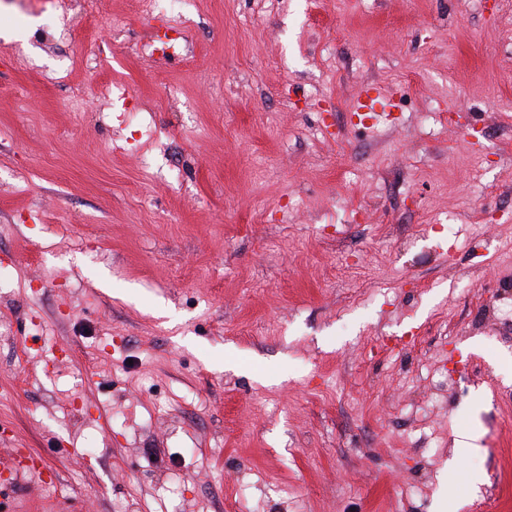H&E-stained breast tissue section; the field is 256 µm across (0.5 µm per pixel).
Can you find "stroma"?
I'll return each mask as SVG.
<instances>
[{
    "label": "stroma",
    "instance_id": "stroma-1",
    "mask_svg": "<svg viewBox=\"0 0 512 512\" xmlns=\"http://www.w3.org/2000/svg\"><path fill=\"white\" fill-rule=\"evenodd\" d=\"M193 2L0 0V512H512V0Z\"/></svg>",
    "mask_w": 512,
    "mask_h": 512
}]
</instances>
